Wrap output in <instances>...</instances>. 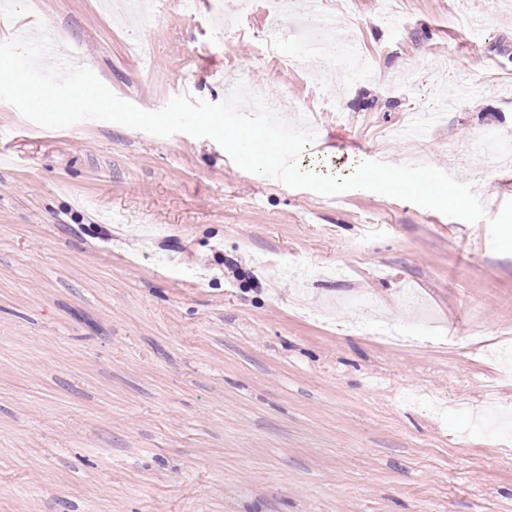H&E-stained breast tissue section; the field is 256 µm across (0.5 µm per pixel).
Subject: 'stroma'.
<instances>
[{"mask_svg":"<svg viewBox=\"0 0 512 512\" xmlns=\"http://www.w3.org/2000/svg\"><path fill=\"white\" fill-rule=\"evenodd\" d=\"M0 0V40L59 56L145 111L226 95L306 107L302 168L426 163L471 183L474 223L373 191L324 196L239 168L214 140L0 101V512H512V134L504 0H323L368 68L307 84L262 46L265 0ZM479 85L472 96L454 88ZM442 120L415 146L414 108Z\"/></svg>","mask_w":512,"mask_h":512,"instance_id":"stroma-1","label":"stroma"}]
</instances>
